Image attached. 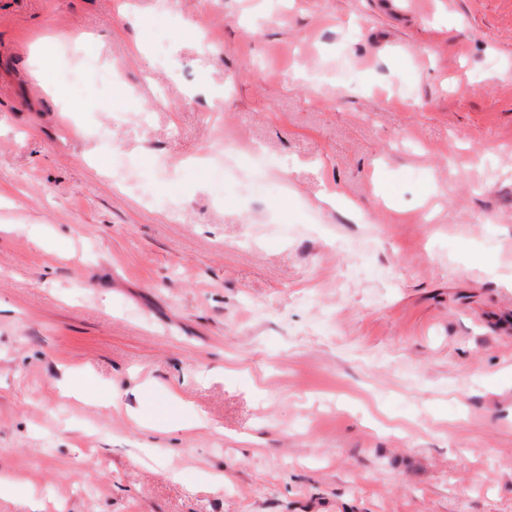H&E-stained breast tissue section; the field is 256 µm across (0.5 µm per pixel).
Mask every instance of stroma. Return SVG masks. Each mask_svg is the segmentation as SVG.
I'll use <instances>...</instances> for the list:
<instances>
[{
  "label": "stroma",
  "mask_w": 512,
  "mask_h": 512,
  "mask_svg": "<svg viewBox=\"0 0 512 512\" xmlns=\"http://www.w3.org/2000/svg\"><path fill=\"white\" fill-rule=\"evenodd\" d=\"M222 137L257 156L200 172ZM145 382L204 426L140 427ZM0 478L512 512V0H0Z\"/></svg>",
  "instance_id": "1"
}]
</instances>
